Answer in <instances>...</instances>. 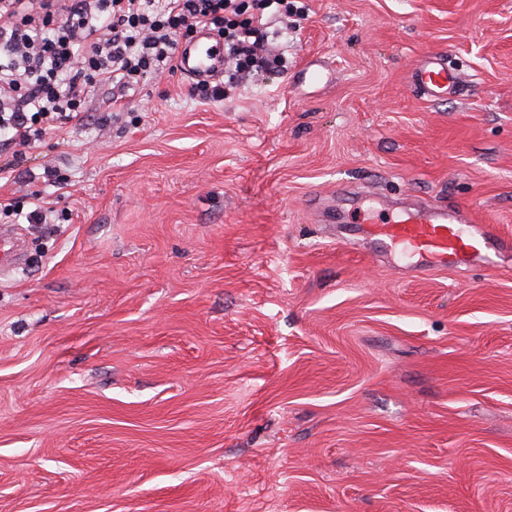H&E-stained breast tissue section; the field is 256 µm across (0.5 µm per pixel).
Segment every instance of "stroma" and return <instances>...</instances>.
<instances>
[{
    "instance_id": "1",
    "label": "stroma",
    "mask_w": 512,
    "mask_h": 512,
    "mask_svg": "<svg viewBox=\"0 0 512 512\" xmlns=\"http://www.w3.org/2000/svg\"><path fill=\"white\" fill-rule=\"evenodd\" d=\"M299 2L285 69L98 87L0 179L57 212L0 270V512H512V254L343 234L365 185L512 237V0ZM414 80L430 98H440L448 94V89L455 84L454 75L442 62L439 53L428 56L414 72Z\"/></svg>"
}]
</instances>
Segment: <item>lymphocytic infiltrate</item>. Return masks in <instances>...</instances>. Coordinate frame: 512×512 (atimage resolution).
Listing matches in <instances>:
<instances>
[{
    "instance_id": "f902f5d3",
    "label": "lymphocytic infiltrate",
    "mask_w": 512,
    "mask_h": 512,
    "mask_svg": "<svg viewBox=\"0 0 512 512\" xmlns=\"http://www.w3.org/2000/svg\"><path fill=\"white\" fill-rule=\"evenodd\" d=\"M293 13L292 0H0V140L29 147L82 122L97 86L125 96L175 72L185 31L223 41L225 83L189 88L192 99H221L242 70L284 68L265 45L272 21Z\"/></svg>"
}]
</instances>
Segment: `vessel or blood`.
Masks as SVG:
<instances>
[{
	"instance_id": "1",
	"label": "vessel or blood",
	"mask_w": 512,
	"mask_h": 512,
	"mask_svg": "<svg viewBox=\"0 0 512 512\" xmlns=\"http://www.w3.org/2000/svg\"><path fill=\"white\" fill-rule=\"evenodd\" d=\"M208 33H200L193 47L178 53V71L188 78H199L218 69L223 63V47L210 44ZM414 80L431 98L447 94L455 84L454 75L440 54H432L414 72ZM372 240L389 250L404 249L423 253L439 263L455 261L467 264L474 256L489 258L491 250L512 244V239L499 234L493 224H478L460 210L445 207L416 208L397 215L383 224L364 228Z\"/></svg>"
}]
</instances>
